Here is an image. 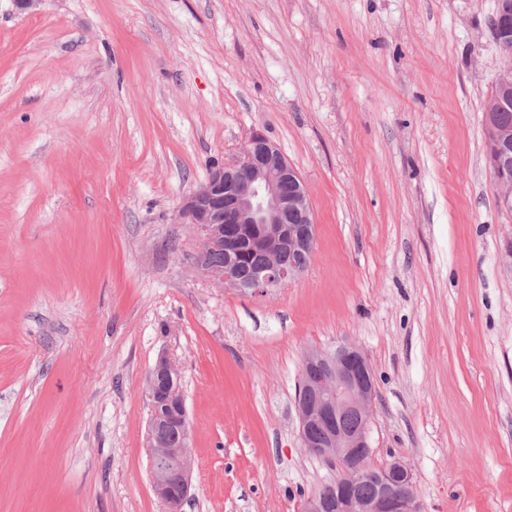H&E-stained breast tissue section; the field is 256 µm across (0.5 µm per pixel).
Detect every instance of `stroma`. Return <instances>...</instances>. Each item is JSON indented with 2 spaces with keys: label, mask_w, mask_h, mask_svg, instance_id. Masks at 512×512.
<instances>
[{
  "label": "stroma",
  "mask_w": 512,
  "mask_h": 512,
  "mask_svg": "<svg viewBox=\"0 0 512 512\" xmlns=\"http://www.w3.org/2000/svg\"><path fill=\"white\" fill-rule=\"evenodd\" d=\"M494 0H0V512H165L148 373L181 370L184 512H299L307 350L376 375L371 463L425 512H512V212L482 109ZM263 131L309 194L308 270L195 271L183 199Z\"/></svg>",
  "instance_id": "35a3bbf8"
}]
</instances>
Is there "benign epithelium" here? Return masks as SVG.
Listing matches in <instances>:
<instances>
[{"label": "benign epithelium", "mask_w": 512, "mask_h": 512, "mask_svg": "<svg viewBox=\"0 0 512 512\" xmlns=\"http://www.w3.org/2000/svg\"><path fill=\"white\" fill-rule=\"evenodd\" d=\"M503 57L497 78L502 94L512 92V9L495 17ZM500 100L485 112L487 155L494 170L499 204L512 212V130L498 123ZM179 219L197 237L195 271L219 288L266 296L307 270L292 260L316 238L311 201L299 173L260 131L244 142L240 156L210 167L205 180L184 200ZM260 255L243 276L239 257ZM290 260H284V257ZM179 367L158 356L148 378V447L151 478L166 512H183L189 498L193 460L190 427L180 389ZM376 399L375 376L364 351L354 344L306 352L297 394L301 446L336 468L334 478L309 494L301 512H424L412 468L395 459L371 465L370 424ZM370 483L375 491L360 493Z\"/></svg>", "instance_id": "benign-epithelium-1"}]
</instances>
